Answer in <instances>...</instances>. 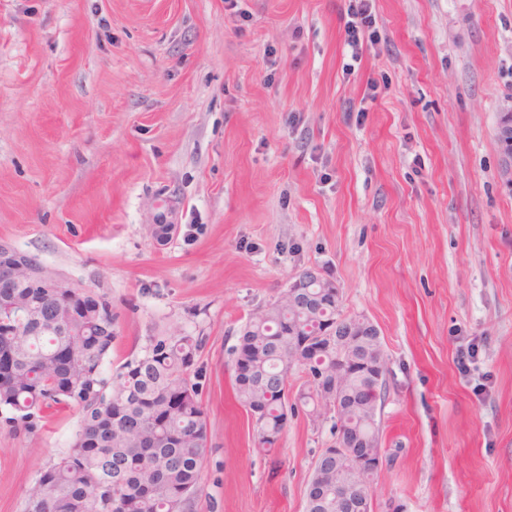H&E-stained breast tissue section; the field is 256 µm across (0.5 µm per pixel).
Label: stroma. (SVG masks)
<instances>
[{
	"label": "stroma",
	"mask_w": 512,
	"mask_h": 512,
	"mask_svg": "<svg viewBox=\"0 0 512 512\" xmlns=\"http://www.w3.org/2000/svg\"><path fill=\"white\" fill-rule=\"evenodd\" d=\"M347 5L0 0V243L111 302L104 376L204 336L195 512H305L333 421L297 409L263 450L231 349L309 266L387 356L374 512H512V0H376L357 61ZM80 419L0 413V512Z\"/></svg>",
	"instance_id": "stroma-1"
}]
</instances>
